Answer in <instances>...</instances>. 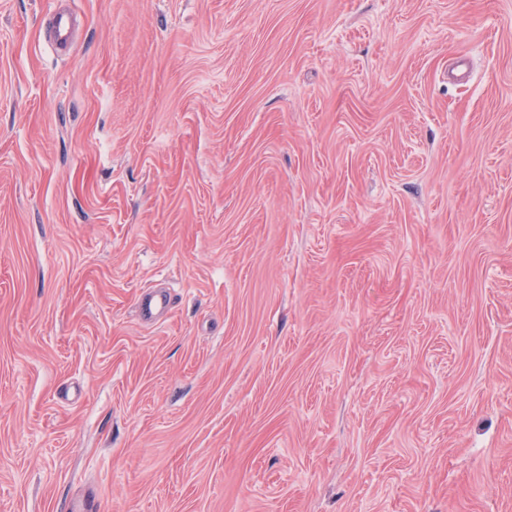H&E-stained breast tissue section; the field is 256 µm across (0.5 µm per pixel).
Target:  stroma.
I'll return each mask as SVG.
<instances>
[{"label":"stroma","mask_w":512,"mask_h":512,"mask_svg":"<svg viewBox=\"0 0 512 512\" xmlns=\"http://www.w3.org/2000/svg\"><path fill=\"white\" fill-rule=\"evenodd\" d=\"M50 2L0 0V512H512V0H69L57 54ZM74 20L75 15L73 12L59 8L51 15L53 37L50 39L57 49L69 38Z\"/></svg>","instance_id":"35a3bbf8"}]
</instances>
